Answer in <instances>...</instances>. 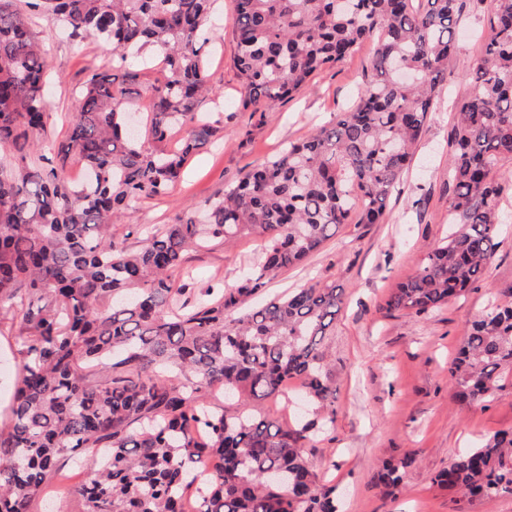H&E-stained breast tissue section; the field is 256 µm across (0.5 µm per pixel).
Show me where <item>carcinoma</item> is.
Instances as JSON below:
<instances>
[{
	"mask_svg": "<svg viewBox=\"0 0 512 512\" xmlns=\"http://www.w3.org/2000/svg\"><path fill=\"white\" fill-rule=\"evenodd\" d=\"M217 0H30L73 38L112 43L117 66L91 75L71 132L46 155L42 39L0 0V304L19 320L22 376L0 427V512H33L61 464L85 470L82 512H339L306 458L326 420L260 419L256 400L288 401L301 379L326 409L321 345L344 289L315 283L250 306L278 272L317 252L343 224H377L435 111L457 54L463 0H235L242 106L270 111L313 76L377 35L372 79L356 102L306 140L252 169L177 224L135 225L142 244L119 246L112 227L144 199L168 193L191 156L222 129L198 118L213 93L204 33ZM489 41L465 63L472 91L454 108L448 204L454 229L387 309L422 315L479 282L501 231L512 162V0H493ZM161 78L136 87L143 54ZM151 111L128 132L127 106ZM81 162L86 180L58 171ZM245 233L263 255L234 288L195 290L174 273L213 241ZM512 369V301L487 307L448 372L466 404L494 399ZM221 390L238 407L213 402ZM412 457L382 465L392 495ZM432 483L465 497L512 495V430L460 454Z\"/></svg>",
	"mask_w": 512,
	"mask_h": 512,
	"instance_id": "1",
	"label": "carcinoma"
}]
</instances>
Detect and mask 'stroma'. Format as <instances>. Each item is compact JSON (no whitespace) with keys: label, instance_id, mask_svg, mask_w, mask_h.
Masks as SVG:
<instances>
[{"label":"stroma","instance_id":"35a3bbf8","mask_svg":"<svg viewBox=\"0 0 512 512\" xmlns=\"http://www.w3.org/2000/svg\"><path fill=\"white\" fill-rule=\"evenodd\" d=\"M234 5L235 0H218L223 22L207 34L209 81L217 95L215 101L197 106L222 132L195 153L167 194L141 201L124 223L113 227V238L121 246H139L138 237L128 235V225L178 223L204 201L223 195L250 169L332 122L355 102L371 77L372 37L268 115L243 110ZM491 6L492 0H466L458 53L448 63L436 109L383 221L341 225L318 252L271 278L259 297L265 303L315 282L344 290L342 310L322 347L332 390V423L306 451L319 491L335 490L341 512H512V495L457 503L431 481L460 451L512 429V372L502 375V389L493 400L471 405L455 402L448 377L470 322L491 301L512 298V190H505L500 202L503 225L485 280L425 315L385 306L393 290L417 272L448 232L450 105L471 92L463 63L479 54L487 39ZM30 20L45 43L48 61L46 135L60 139L70 131L85 80L93 72L111 69L114 52L100 39L70 38L48 13H31ZM260 253V238L246 234L231 243L208 244L188 255L185 266L198 286L229 288ZM407 455L413 462L399 491L383 496L376 481L382 462Z\"/></svg>","mask_w":512,"mask_h":512}]
</instances>
